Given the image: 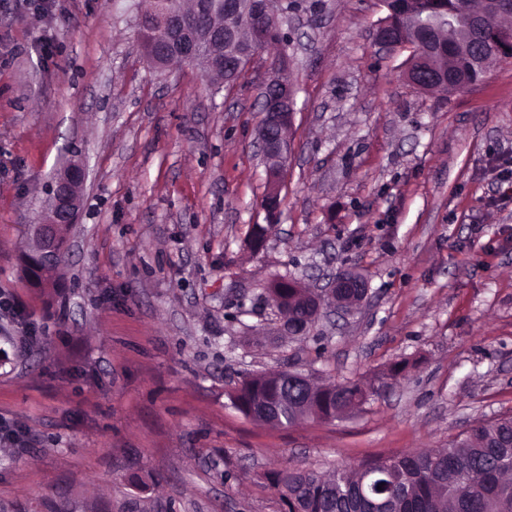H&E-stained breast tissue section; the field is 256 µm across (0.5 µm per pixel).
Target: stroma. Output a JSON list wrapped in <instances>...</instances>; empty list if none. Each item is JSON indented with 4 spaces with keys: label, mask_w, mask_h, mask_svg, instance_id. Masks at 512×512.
Instances as JSON below:
<instances>
[{
    "label": "stroma",
    "mask_w": 512,
    "mask_h": 512,
    "mask_svg": "<svg viewBox=\"0 0 512 512\" xmlns=\"http://www.w3.org/2000/svg\"><path fill=\"white\" fill-rule=\"evenodd\" d=\"M142 0H0V512H288L287 467L442 448L512 415V59L445 96L402 79L407 52L372 32L378 0H302L288 29L297 112L283 203L268 221L255 146L259 55L238 83L152 69ZM83 160L82 213L35 288L19 256L56 169ZM269 225L252 248L254 225ZM352 270L350 313L278 335L265 287L317 290ZM353 415L288 428L228 393L252 372L373 382Z\"/></svg>",
    "instance_id": "obj_1"
}]
</instances>
